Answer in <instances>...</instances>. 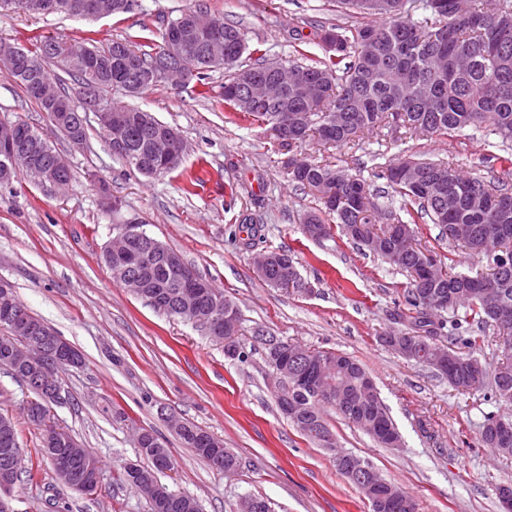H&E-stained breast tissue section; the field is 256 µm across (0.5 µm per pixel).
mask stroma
<instances>
[{
    "label": "stroma",
    "instance_id": "1",
    "mask_svg": "<svg viewBox=\"0 0 512 512\" xmlns=\"http://www.w3.org/2000/svg\"><path fill=\"white\" fill-rule=\"evenodd\" d=\"M195 6L243 28L268 61L323 55L318 28L352 24L339 0H139L133 12L98 20L60 14H0V38L27 44L53 35L104 41L134 36L157 39L166 22ZM125 104L152 112L178 128L187 144L182 166L148 177L112 156L98 124L86 144L75 145L50 125L44 112L0 69V120H23L42 130L67 160L74 177L53 194L18 178L0 186V280L83 357L62 375L61 398L44 424L24 412L33 397L0 370V415L11 418L24 455L14 486V512H147L143 497L123 477L136 461L134 438L151 430L174 467L158 479L197 497L202 512H234L247 496L267 499L273 512H369L367 502L336 469L334 455L304 436L276 406L277 383L255 329L304 347L345 354L373 378L402 437L397 448L379 447L335 412L327 420L340 448L369 460L412 496L419 512H502L499 486L512 482V458L483 447L479 430L501 403L449 386L432 369L406 360L380 341L398 332L410 278L331 229L311 239L302 231L316 195L292 182L269 126L228 111L224 72L205 83L160 84ZM311 159L351 169L376 202L406 218L385 177L409 155L453 162L492 187H512L500 161L498 137L484 132L399 140L385 129L362 134L357 145L311 142ZM203 185L193 187V177ZM243 185L253 202L231 196ZM119 210H111V201ZM261 229L263 247L288 251L310 288L300 294L266 285L253 265V249L236 242L244 218ZM135 220L154 238L232 300L241 315L242 354L192 322L155 310L115 279L102 252L118 224ZM422 248L438 259L454 257L461 272L482 270L483 256L449 246L438 225L418 223ZM191 421L223 440L241 459L228 476L185 448L168 416ZM71 435L99 461L96 493L82 495L60 483L41 448L48 429Z\"/></svg>",
    "mask_w": 512,
    "mask_h": 512
}]
</instances>
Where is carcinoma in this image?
<instances>
[{"instance_id":"obj_1","label":"carcinoma","mask_w":512,"mask_h":512,"mask_svg":"<svg viewBox=\"0 0 512 512\" xmlns=\"http://www.w3.org/2000/svg\"><path fill=\"white\" fill-rule=\"evenodd\" d=\"M362 21L349 26L324 29L317 38L328 57L308 63H292L304 76L288 85L271 105L251 107L239 101L244 79H269L278 61L243 66L240 59L249 49L245 32L232 24L224 25V59L206 62L201 56L202 37L194 28L195 9L188 7L167 21L159 33L161 43L142 44L131 37L104 42L81 41L86 55L74 63L64 53L67 41L45 36L34 47L15 44V59L8 69L14 82L58 123L75 144L88 137L86 117L87 91L94 90L108 109L126 114L123 143H112V133L103 138L112 155L129 168L147 176L150 166L163 175L178 169L183 155L177 154L160 163L153 159V128L163 126L152 113L131 107L108 96L110 90L125 81L127 70L136 63L149 68L164 54L167 37L180 34L185 40L187 66L196 70L191 79L203 81L214 69L228 71L224 81V101L233 112L247 115L274 128L288 118V141L284 148L299 147L316 137L329 145L355 144L360 133L387 128L411 139L430 130L437 135L460 133L467 129L488 132L504 145H512V0H474L477 16L439 11L432 0H339ZM421 11L417 21L408 20L409 12ZM63 75H54L51 68ZM74 82L66 87V79ZM56 167L62 158L38 128L18 122L14 150H0V184L13 181L26 159ZM290 178L315 192L325 212L336 215V224L348 239L363 246L386 263L406 272L410 288L405 295L403 318L414 332L423 331L438 337L448 331V339L458 349L443 348L448 353L446 370L439 369L436 354L420 349L410 359L423 363L448 377L454 388L483 392L489 398L512 406V326L501 328L485 306V292L497 293L512 306V269L496 271V260L486 255L485 241L496 233L501 246L512 252V193L503 187L493 189L481 177L466 175L445 161L413 160L402 157L386 169L393 192L404 205H416L419 218L427 217L447 234L448 225L460 231L448 234V243L486 256L488 271L469 275L453 272L447 264L424 251L417 243L416 220L408 222L384 211L388 223L372 224L370 213L380 210L370 199L364 181L337 164L311 162L288 168ZM436 265V275L418 284L415 273L425 264ZM127 273L144 281L148 289L166 300L165 314L178 296L177 273L168 266L140 269ZM448 297V310L464 309V315L451 322L428 317V298ZM496 337L500 361L488 372L473 349ZM20 339L0 333V368L23 383L37 377L31 369H15L7 354V345ZM285 351H302L311 358L328 355L335 361L334 371L326 378L342 383L347 394L342 403L330 402L336 413L348 423L366 432L378 445L389 447L400 442L399 432L375 385L365 383L368 373L355 360L333 352L309 350L285 343ZM279 410H288L287 418L310 440L333 452L334 436L323 416L325 401L317 399L304 386L288 381V387L276 395ZM494 415L485 417L480 441L487 448H500L512 456V420L508 431L500 429ZM187 448L199 447L198 441L212 437L201 427L187 422L178 432ZM139 456L151 469L168 451L150 431H145ZM213 468L226 473L240 469L239 457L230 449L217 460L198 453ZM354 487L367 501L378 502L376 512H417L416 501L396 484L381 479L372 488ZM160 493L147 495L148 512H200L197 499L180 491L169 496L171 489L159 484ZM403 499L410 509L394 507Z\"/></svg>"}]
</instances>
